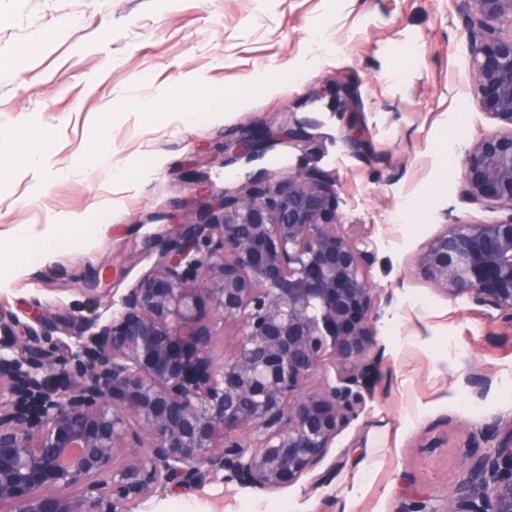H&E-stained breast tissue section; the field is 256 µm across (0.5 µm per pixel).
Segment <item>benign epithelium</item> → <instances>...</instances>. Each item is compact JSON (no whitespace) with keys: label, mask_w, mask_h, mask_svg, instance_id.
I'll return each instance as SVG.
<instances>
[{"label":"benign epithelium","mask_w":512,"mask_h":512,"mask_svg":"<svg viewBox=\"0 0 512 512\" xmlns=\"http://www.w3.org/2000/svg\"><path fill=\"white\" fill-rule=\"evenodd\" d=\"M473 2L472 87L497 129L466 151L461 197L512 211V32L498 31L512 26V0ZM316 125L294 117L223 164L306 142ZM338 207L336 178L318 169L210 194L73 347L0 308V507L129 512L208 479L273 492L312 474L364 409L394 298L372 286L373 242L346 232ZM417 266L450 297L512 312V215L452 225ZM217 321L236 327L220 357ZM444 512H512V418L472 438Z\"/></svg>","instance_id":"obj_1"}]
</instances>
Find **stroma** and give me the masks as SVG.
Returning a JSON list of instances; mask_svg holds the SVG:
<instances>
[{"label":"stroma","instance_id":"stroma-1","mask_svg":"<svg viewBox=\"0 0 512 512\" xmlns=\"http://www.w3.org/2000/svg\"><path fill=\"white\" fill-rule=\"evenodd\" d=\"M473 15L471 0H0V53L32 50L0 76V166L12 173L0 305L23 320L39 307L73 343L82 317L110 318L210 194L314 167L335 177L343 224L375 243L372 285L394 294L365 408L316 470L324 485L209 481L135 512H442L471 435L512 417V315L449 298L415 262L447 225L512 214L460 196L466 150L496 128L470 90ZM344 76L358 111L331 90ZM242 94L243 108H225ZM293 114L316 119L311 142L223 164L225 145ZM351 124L364 157L342 142ZM78 158L87 173H70ZM63 219L78 235L59 233L51 259L25 267L14 226Z\"/></svg>","mask_w":512,"mask_h":512}]
</instances>
